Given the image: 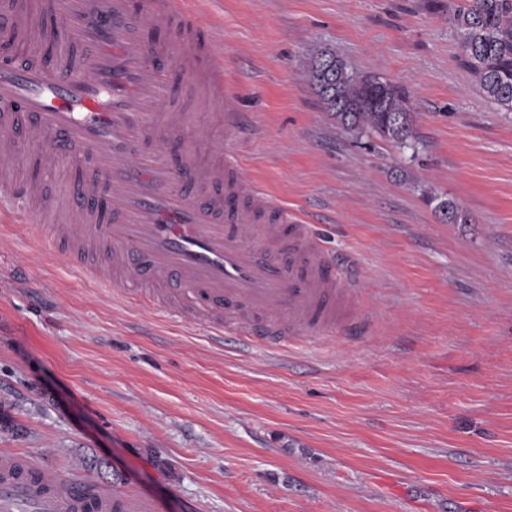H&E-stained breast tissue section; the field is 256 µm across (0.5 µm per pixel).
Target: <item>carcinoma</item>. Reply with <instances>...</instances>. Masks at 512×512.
<instances>
[{
    "label": "carcinoma",
    "instance_id": "obj_1",
    "mask_svg": "<svg viewBox=\"0 0 512 512\" xmlns=\"http://www.w3.org/2000/svg\"><path fill=\"white\" fill-rule=\"evenodd\" d=\"M448 25L483 96L512 112V0H460L448 11ZM310 78L324 108L342 128L412 146L414 112L403 87L378 75L354 73L330 51L314 56ZM444 209L456 214L455 223L469 222L455 201L444 199L435 207L438 213Z\"/></svg>",
    "mask_w": 512,
    "mask_h": 512
}]
</instances>
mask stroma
Segmentation results:
<instances>
[{"label":"stroma","mask_w":512,"mask_h":512,"mask_svg":"<svg viewBox=\"0 0 512 512\" xmlns=\"http://www.w3.org/2000/svg\"><path fill=\"white\" fill-rule=\"evenodd\" d=\"M455 2L186 0L244 114L196 112L204 161L315 217L367 324L243 349L0 222V453L133 512H512V112L460 61ZM323 50L407 90L415 149L336 123Z\"/></svg>","instance_id":"obj_1"}]
</instances>
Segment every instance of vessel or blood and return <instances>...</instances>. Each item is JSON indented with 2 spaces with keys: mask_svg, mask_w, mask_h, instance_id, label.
I'll return each instance as SVG.
<instances>
[{
  "mask_svg": "<svg viewBox=\"0 0 512 512\" xmlns=\"http://www.w3.org/2000/svg\"><path fill=\"white\" fill-rule=\"evenodd\" d=\"M63 27L57 68L35 57L38 38L24 0H0V39L26 64L0 61V214L88 279L137 283L211 333L245 347L304 341L360 326L359 286L312 225L261 190L237 166L201 159L205 138L185 143L190 107L225 129L242 124L237 97L211 39L181 0H43ZM167 30L163 43L149 28ZM33 121L26 140L16 115ZM41 165H90L93 176L59 170L64 197L15 178L25 144ZM127 500L90 479L0 455V512H128Z\"/></svg>",
  "mask_w": 512,
  "mask_h": 512,
  "instance_id": "vessel-or-blood-1",
  "label": "vessel or blood"
}]
</instances>
